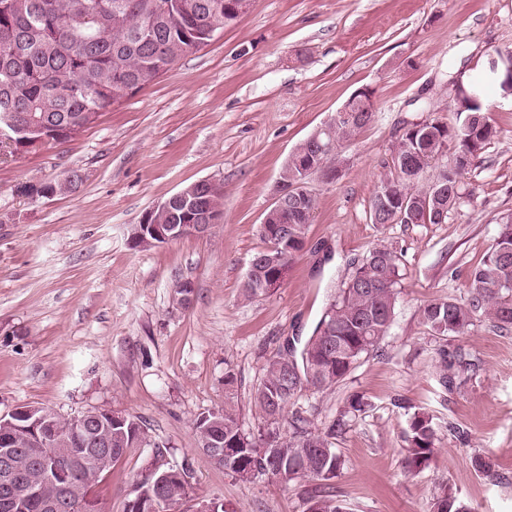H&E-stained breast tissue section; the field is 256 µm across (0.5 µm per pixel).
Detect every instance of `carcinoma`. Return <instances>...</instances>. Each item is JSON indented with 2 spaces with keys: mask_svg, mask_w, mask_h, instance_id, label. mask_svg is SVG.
I'll use <instances>...</instances> for the list:
<instances>
[{
  "mask_svg": "<svg viewBox=\"0 0 512 512\" xmlns=\"http://www.w3.org/2000/svg\"><path fill=\"white\" fill-rule=\"evenodd\" d=\"M157 0H0V115L15 120V145L38 139L66 141L86 128L98 111L128 96L125 89L152 81L183 56L207 44L218 24L231 20L225 0H165L166 17L155 19ZM477 115L469 130L453 123L430 120L423 128L411 125L398 136L388 164L371 201L374 224H391L403 202L421 210L418 222L443 224L444 215L461 203L459 175L462 169L444 166L426 185L419 179L453 146L473 160L497 136L484 106L472 108ZM376 112L364 120L336 124L330 138L340 144L371 125ZM336 156L318 153L304 140L285 164L282 186L305 183L310 176L334 170ZM316 207L314 195L302 197L288 209L259 227L267 247L252 258L254 270L246 273L243 295H268L282 284L288 262L305 248L307 230ZM397 256L386 244L369 250L354 267L345 287L325 315L296 361L289 350L271 358L254 404L266 422L258 434H247L239 425L231 402L224 408L200 414L194 422L195 447L218 442L229 450L224 457L207 454V461L249 480L262 469L276 468L278 480L287 485L297 479L329 481L337 476L343 460L329 437L344 422L333 423L329 432L311 428L306 419L286 422L288 405L306 387L330 389L342 382L365 356L377 351L388 335L400 297ZM421 323L434 336L462 338L478 322L489 321L502 331L512 329V216L500 223L499 233L485 255L470 271L467 295L435 299L420 310ZM440 385L453 391L464 382L465 373L476 364L460 352H438ZM86 414L97 428L112 435V463L132 449L147 443L139 421L121 413L90 408ZM403 464L409 473L426 469L437 451V430L425 411L410 415L405 432ZM80 444L60 442L49 460L78 471L71 495L88 505L85 512H101L93 488L107 470L82 469ZM481 476L491 477L494 460L485 455L472 458ZM192 472L182 468V477L168 485L153 487L150 474L133 484L126 501L151 493L167 502L164 512L190 505ZM306 512H347L346 506L325 486L307 500ZM430 512H474L473 506L447 483L434 496Z\"/></svg>",
  "mask_w": 512,
  "mask_h": 512,
  "instance_id": "cac0c4a2",
  "label": "carcinoma"
}]
</instances>
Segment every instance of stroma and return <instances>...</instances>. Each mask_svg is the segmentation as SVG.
Returning <instances> with one entry per match:
<instances>
[{"label": "stroma", "instance_id": "1", "mask_svg": "<svg viewBox=\"0 0 512 512\" xmlns=\"http://www.w3.org/2000/svg\"><path fill=\"white\" fill-rule=\"evenodd\" d=\"M512 53V0H251L212 40L140 90L101 110L71 139L24 153L0 149V415L45 406L71 418L92 407L135 417L148 446L96 489L102 512L151 466L189 465L192 494L225 512H305L316 485L259 474L243 481L196 450L193 422L233 399L242 429L263 428L253 396L267 361L302 349L354 264L376 244L396 252L401 294L378 353L336 388L303 389L293 410L327 431L348 398L367 407L331 443L345 464L331 490L349 512H429L452 484L476 512H512V331L477 324L458 344L479 363L448 392L436 375L444 337L420 321L427 302L466 296L469 273L512 214V92L492 65ZM482 86L498 135L461 177L465 194L442 224H375L370 203L402 127L457 121L453 78ZM376 121L344 142L327 181L311 176L314 220L280 288L245 298L259 226L293 149L357 90ZM80 180L51 197L31 185ZM210 179L224 213L206 235L132 246L145 212ZM194 285L188 306L176 282ZM233 371L232 392L224 373ZM429 412L437 452L410 474L407 419ZM486 455L498 478L479 476Z\"/></svg>", "mask_w": 512, "mask_h": 512}]
</instances>
